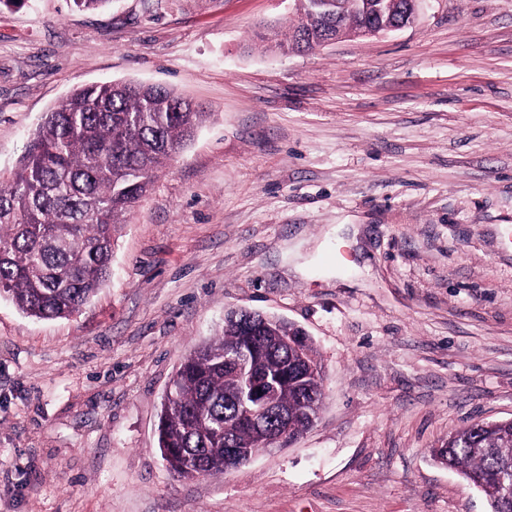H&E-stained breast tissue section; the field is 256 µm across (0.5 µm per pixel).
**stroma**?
<instances>
[{"label":"stroma","mask_w":512,"mask_h":512,"mask_svg":"<svg viewBox=\"0 0 512 512\" xmlns=\"http://www.w3.org/2000/svg\"><path fill=\"white\" fill-rule=\"evenodd\" d=\"M294 8L0 0V172L86 84L212 112L78 313L0 297V512H490L433 451L512 419V0H425L400 31L268 52L256 30ZM230 308L306 332L323 404L290 445L180 481L163 399Z\"/></svg>","instance_id":"35a3bbf8"}]
</instances>
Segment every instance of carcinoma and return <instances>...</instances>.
I'll return each mask as SVG.
<instances>
[{
    "mask_svg": "<svg viewBox=\"0 0 512 512\" xmlns=\"http://www.w3.org/2000/svg\"><path fill=\"white\" fill-rule=\"evenodd\" d=\"M303 5L288 36L258 38L272 50L294 45L305 21L319 22ZM340 23H360L357 0H339ZM173 88L146 94L136 84H92L75 89L46 112L29 136L18 168L0 175V296L29 316L67 318L77 313L109 278L116 228L148 194L166 164L211 116L198 105L179 106ZM286 324L263 333L256 372L291 377L277 393L293 413L304 402L321 404L322 375L306 373L312 347L299 355L276 346ZM240 317L226 316L211 344L187 356L174 390L161 409L158 448L170 471L191 480L229 470L225 449L267 448L255 429L236 417L238 380L224 368V354L238 349ZM434 458L456 470L488 497L491 512H512L499 474L512 466V421H478L448 435Z\"/></svg>",
    "mask_w": 512,
    "mask_h": 512,
    "instance_id": "1",
    "label": "carcinoma"
}]
</instances>
